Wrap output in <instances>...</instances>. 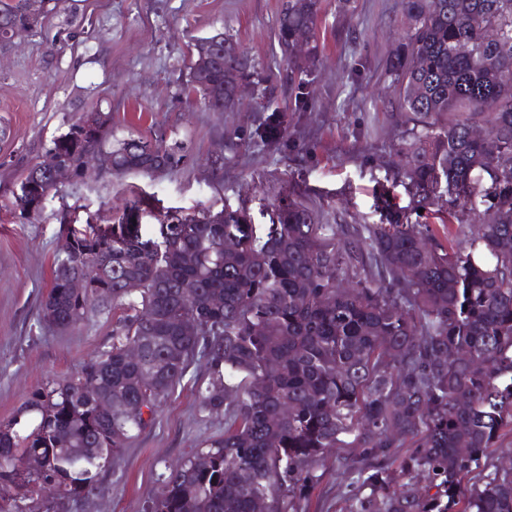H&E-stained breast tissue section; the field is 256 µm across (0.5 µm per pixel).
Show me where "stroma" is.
<instances>
[{"mask_svg": "<svg viewBox=\"0 0 512 512\" xmlns=\"http://www.w3.org/2000/svg\"><path fill=\"white\" fill-rule=\"evenodd\" d=\"M42 25L0 40V420L47 381L74 374L112 340V318L79 331L40 324L39 301L61 254V213L78 224L109 223L133 196L158 211L213 213L246 208L264 224L272 204L293 194L326 235L379 223V193L407 209L398 177L397 89L386 75L408 21L401 0H321L311 112L288 146L254 142L259 110L244 96L231 112L205 108L189 83L195 39L216 33L236 42L264 73L285 71L277 42L282 0H56ZM111 115L118 134L165 135L185 145L180 167L157 177L124 175L60 184L38 219L22 218L15 189L54 139L83 114ZM224 153L223 171L209 163ZM193 364L155 423L105 466L99 489L66 502L64 512H144L167 463L224 432L223 413L200 411ZM369 466L348 446L316 468L309 512H349L359 474Z\"/></svg>", "mask_w": 512, "mask_h": 512, "instance_id": "obj_1", "label": "stroma"}]
</instances>
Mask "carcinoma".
I'll list each match as a JSON object with an SVG mask.
<instances>
[{"mask_svg": "<svg viewBox=\"0 0 512 512\" xmlns=\"http://www.w3.org/2000/svg\"><path fill=\"white\" fill-rule=\"evenodd\" d=\"M401 5L410 33L388 66L399 86L400 174L415 187L416 209L436 205L439 183L455 189L434 214L477 225L468 249L388 205L367 235L329 239L288 194L261 226L243 208L175 223L138 198L110 224L68 225L70 250L54 262L39 320L79 330L120 315L97 358L37 387L0 421V512H33L49 486L61 503L96 489L104 463L154 423L198 358L208 370L199 407L224 412V434L168 465L145 512H257L259 500L267 512H300L315 467L346 436L378 461L417 439L401 464L406 481L366 472L351 512H512V469L464 488L512 426V0ZM319 10V0H282L280 82L293 112L307 111L304 76L318 54L314 43L295 55L293 39L303 30L315 37ZM476 17L495 39L474 27ZM38 23L27 0H0V40ZM216 56L210 82L193 86L205 105L233 107L234 87L248 81L267 112L251 137L287 145L271 80L229 39ZM489 99L497 111H484ZM97 116L96 132L56 138L49 163L79 177L99 152L127 174L178 168L182 143L117 139L110 116ZM144 214L157 221L156 235L142 234ZM368 259L378 277H357ZM77 274L89 284L82 295L69 288ZM127 277L139 287H124ZM186 281L195 284L190 297L179 288ZM186 319L197 323L192 336L181 329ZM452 351L462 358L448 360Z\"/></svg>", "mask_w": 512, "mask_h": 512, "instance_id": "obj_1", "label": "carcinoma"}]
</instances>
